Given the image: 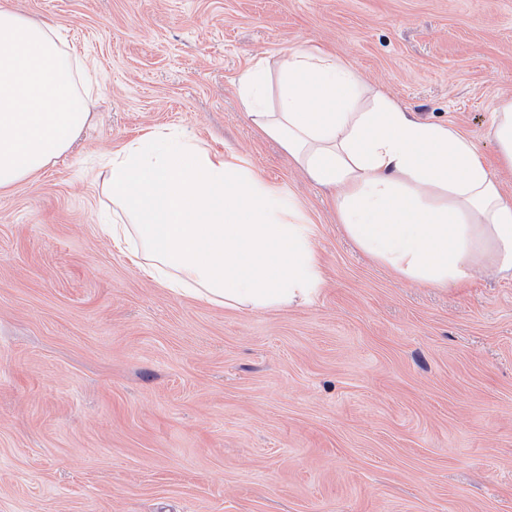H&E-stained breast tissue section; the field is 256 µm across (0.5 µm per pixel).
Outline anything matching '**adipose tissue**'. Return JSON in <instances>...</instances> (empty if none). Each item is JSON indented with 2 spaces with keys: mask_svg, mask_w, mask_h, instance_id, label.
<instances>
[{
  "mask_svg": "<svg viewBox=\"0 0 512 512\" xmlns=\"http://www.w3.org/2000/svg\"><path fill=\"white\" fill-rule=\"evenodd\" d=\"M61 43L55 28L0 7V191L37 177L87 121ZM241 96L260 133L332 190L340 224L373 259L434 288L481 268L512 279V198L469 137L418 119L318 50L259 61ZM104 185L119 210L113 247L174 292L260 311L321 284L309 228L278 188L184 132L113 151Z\"/></svg>",
  "mask_w": 512,
  "mask_h": 512,
  "instance_id": "1",
  "label": "adipose tissue"
}]
</instances>
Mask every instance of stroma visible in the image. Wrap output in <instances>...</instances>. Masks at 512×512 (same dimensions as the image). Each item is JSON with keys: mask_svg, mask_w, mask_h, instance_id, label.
Wrapping results in <instances>:
<instances>
[{"mask_svg": "<svg viewBox=\"0 0 512 512\" xmlns=\"http://www.w3.org/2000/svg\"><path fill=\"white\" fill-rule=\"evenodd\" d=\"M95 75L88 123L0 191V512H512V280L411 283L244 111L257 60L317 48L420 119L489 135L512 0H7ZM176 127L277 187L322 282L210 305L112 247L100 175Z\"/></svg>", "mask_w": 512, "mask_h": 512, "instance_id": "35a3bbf8", "label": "stroma"}]
</instances>
